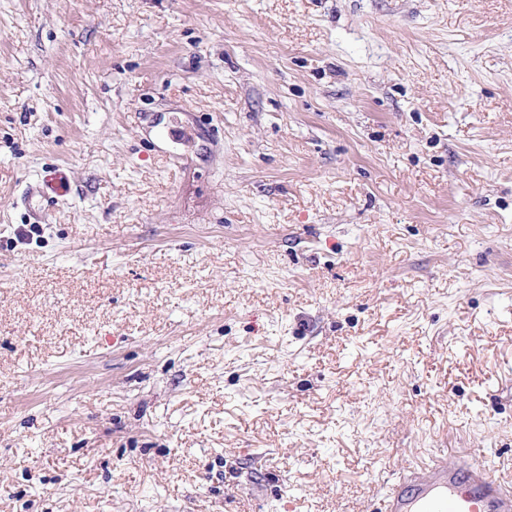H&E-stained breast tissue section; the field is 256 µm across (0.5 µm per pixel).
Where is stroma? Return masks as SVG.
I'll return each mask as SVG.
<instances>
[{"mask_svg":"<svg viewBox=\"0 0 512 512\" xmlns=\"http://www.w3.org/2000/svg\"><path fill=\"white\" fill-rule=\"evenodd\" d=\"M469 449L512 485V0H0V512Z\"/></svg>","mask_w":512,"mask_h":512,"instance_id":"stroma-1","label":"stroma"}]
</instances>
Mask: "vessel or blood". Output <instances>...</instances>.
Listing matches in <instances>:
<instances>
[{
  "instance_id": "vessel-or-blood-1",
  "label": "vessel or blood",
  "mask_w": 512,
  "mask_h": 512,
  "mask_svg": "<svg viewBox=\"0 0 512 512\" xmlns=\"http://www.w3.org/2000/svg\"><path fill=\"white\" fill-rule=\"evenodd\" d=\"M379 512H512V487L473 455L451 463L437 457L420 468L402 467Z\"/></svg>"
}]
</instances>
